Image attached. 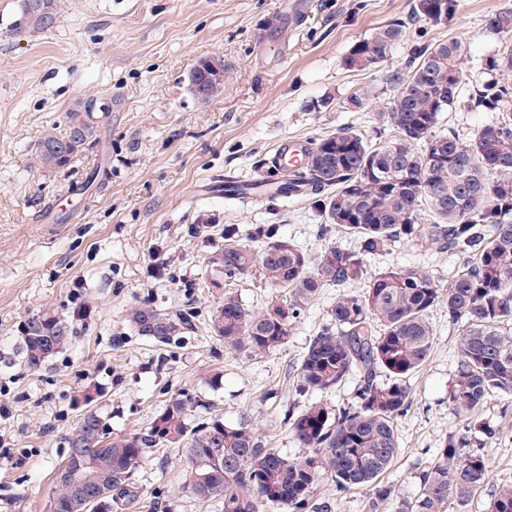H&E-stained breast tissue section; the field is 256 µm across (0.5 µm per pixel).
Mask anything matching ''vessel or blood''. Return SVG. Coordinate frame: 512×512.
<instances>
[{
	"label": "vessel or blood",
	"instance_id": "b4317fda",
	"mask_svg": "<svg viewBox=\"0 0 512 512\" xmlns=\"http://www.w3.org/2000/svg\"><path fill=\"white\" fill-rule=\"evenodd\" d=\"M308 140L281 138L264 160L263 176L251 181L228 180L224 183V193L230 198L243 203L256 198H269V183L275 182L281 175V167L287 162H296L311 148Z\"/></svg>",
	"mask_w": 512,
	"mask_h": 512
}]
</instances>
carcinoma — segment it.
Returning <instances> with one entry per match:
<instances>
[{
  "mask_svg": "<svg viewBox=\"0 0 512 512\" xmlns=\"http://www.w3.org/2000/svg\"><path fill=\"white\" fill-rule=\"evenodd\" d=\"M61 0H20L16 35L54 27ZM458 0H417L415 18L436 26L450 23ZM500 44L486 59L488 78L466 94L462 64L467 46L458 39L412 43L403 66L388 75L394 96L381 113L388 128L367 140L338 131L313 141L303 167L288 172L278 194L315 199L324 223L338 233L358 237L359 252L329 243L310 257L278 225L259 224L255 252L224 228V245L207 258L222 282L243 277L280 289L288 298H270L255 311L232 295L208 315L211 335L224 348L249 357L279 350L292 325L327 286L346 288L361 282L359 293L342 292L329 322L310 339L296 374V392L307 405L286 414L298 446L305 452L288 458L265 446L246 419L235 424L219 414L194 424L201 406L186 394L169 401L145 429L112 436L106 418L83 413L61 462L74 471L89 470L98 483L88 512L134 507L140 499L132 478L157 448L183 449L189 486L202 502L216 500L224 512H308L325 477L345 491L372 490L371 512H380L391 488L378 478L397 454L396 420L409 407L407 380L425 363L434 340L429 313L439 304L458 325V366L448 400L468 416L465 433L485 439L474 449L467 438L453 440L419 477L415 500L401 512H444L455 499L465 506L489 484L485 448L495 431L479 411L494 392L512 393V85L493 74L512 68V9L486 21ZM405 23L376 29L354 44L342 60L345 68L365 70L384 61L403 41ZM205 65L193 68L191 86L210 97L224 83L205 78ZM493 112V120L463 140L442 125L444 114L459 108ZM92 101L78 104L68 127L44 132L37 158L48 169L62 168L84 149L94 133ZM397 241L446 250L466 258L448 288L417 266L389 265L368 271L366 257L385 253ZM193 315L150 306L133 308L128 322L140 336L165 344L195 328ZM72 324L51 310L27 318L20 354L31 370L40 369L64 349ZM352 376L359 377L358 402L335 409L325 396ZM52 499L67 509L71 485L54 481ZM489 512H512V484L497 486Z\"/></svg>",
  "mask_w": 512,
  "mask_h": 512,
  "instance_id": "carcinoma-1",
  "label": "carcinoma"
}]
</instances>
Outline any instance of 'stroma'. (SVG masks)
<instances>
[{
    "mask_svg": "<svg viewBox=\"0 0 512 512\" xmlns=\"http://www.w3.org/2000/svg\"><path fill=\"white\" fill-rule=\"evenodd\" d=\"M416 0H62L57 26L14 35L17 0H0V512H48L53 474L67 439L91 407L107 416L113 435L149 426L181 394L214 405L226 422L248 419L267 447L302 455L284 416L304 405L296 366L308 341L327 322L338 290L322 289L296 320L279 350L248 357L225 349L206 328L207 315L232 294L260 309L270 289L248 279L213 287L210 253L234 227L251 244L257 224L278 225L306 251L324 243L357 250L350 235H320L321 218L308 199H225L224 180L255 179L283 137L313 140L341 129L375 138L378 113L393 92L385 82L401 67L410 36L460 38L467 86L483 77L497 47L487 19L512 0H460L445 26L415 19ZM409 36L375 67L350 71L343 57L358 41L393 21ZM222 56L223 95L201 100L189 86L200 59ZM372 95L351 106L358 88ZM94 101L96 132L62 168L36 160L46 129L66 128L71 109ZM93 188H86V181ZM417 266L440 286L461 256L410 242L369 258L376 270ZM83 281L89 310L78 316L73 292ZM149 303L193 313L189 336L160 347L138 336L126 316ZM43 310L72 321L69 345L37 371L20 355L24 321ZM433 345L409 380L411 403L396 421L398 452L382 475L393 497L384 512H400L439 448L463 434L464 414L448 401L457 368L458 330L444 307L430 313ZM221 387L207 384L214 369ZM481 417L496 431L487 453L491 486L467 506L445 512H487L494 486L512 483V394L492 393ZM141 512H223L186 486V460L170 451L148 455L135 475ZM316 512H369L370 493L337 491L320 481Z\"/></svg>",
    "mask_w": 512,
    "mask_h": 512,
    "instance_id": "1",
    "label": "stroma"
}]
</instances>
